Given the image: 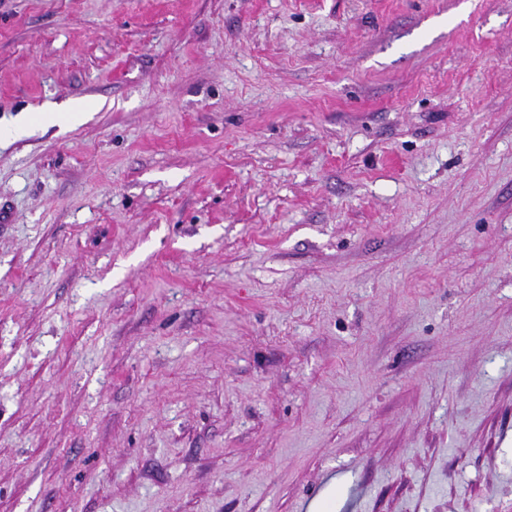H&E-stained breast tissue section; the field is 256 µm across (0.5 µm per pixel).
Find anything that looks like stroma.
<instances>
[{"label": "stroma", "instance_id": "stroma-1", "mask_svg": "<svg viewBox=\"0 0 512 512\" xmlns=\"http://www.w3.org/2000/svg\"><path fill=\"white\" fill-rule=\"evenodd\" d=\"M352 498L512 512V0H0V512Z\"/></svg>", "mask_w": 512, "mask_h": 512}]
</instances>
